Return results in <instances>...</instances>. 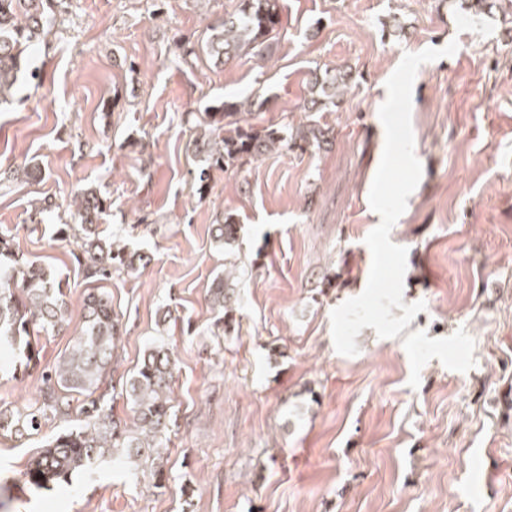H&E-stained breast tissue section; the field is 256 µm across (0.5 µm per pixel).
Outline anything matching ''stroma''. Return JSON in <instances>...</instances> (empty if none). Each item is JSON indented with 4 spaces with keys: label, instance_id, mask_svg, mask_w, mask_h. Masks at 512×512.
<instances>
[{
    "label": "stroma",
    "instance_id": "obj_1",
    "mask_svg": "<svg viewBox=\"0 0 512 512\" xmlns=\"http://www.w3.org/2000/svg\"><path fill=\"white\" fill-rule=\"evenodd\" d=\"M238 0H63L40 74L0 108V236L70 285L67 330L41 337L54 364L83 321L87 289L120 320L110 378L122 387L164 338L177 358V421L165 488L104 461L30 486L37 448L63 430L0 437V512H512V34L501 9L467 0H281L265 61L183 58ZM423 64L412 100L422 178L391 230L408 250L397 336L373 328L336 352L331 312L366 287L377 225L369 191L385 143L378 110L403 55ZM351 73L334 107H304L312 77ZM265 98L262 127L318 120L335 139L207 168L198 115ZM41 180L17 179L29 161ZM207 180H200V173ZM94 186L100 228L143 256L136 273L84 278L60 242L67 200ZM54 208L39 212L40 202ZM233 212L228 249L213 226ZM236 263L237 308L217 324L215 276ZM170 311L159 325L162 311Z\"/></svg>",
    "mask_w": 512,
    "mask_h": 512
}]
</instances>
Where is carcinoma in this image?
I'll list each match as a JSON object with an SVG mask.
<instances>
[{
	"label": "carcinoma",
	"mask_w": 512,
	"mask_h": 512,
	"mask_svg": "<svg viewBox=\"0 0 512 512\" xmlns=\"http://www.w3.org/2000/svg\"><path fill=\"white\" fill-rule=\"evenodd\" d=\"M61 0H0V106L13 99L17 83L39 79L31 67L33 48L47 39L49 25ZM279 0H240L236 12L211 29L201 45L206 56L220 62L250 55L261 57L269 42L279 35ZM343 70L325 82L304 110L320 112L350 84ZM242 104L225 100L204 115L211 126L207 139L209 167L229 170L242 167L282 149L302 153L329 144L330 131L314 122L285 132L273 126L255 128L241 124L237 115ZM70 206L74 223L56 230L62 242L80 241L83 273L87 279L108 280L114 272H133L141 254L129 249L118 236H104L99 220L110 203L93 187L79 189ZM237 219L226 212L217 220L215 239L229 247L237 240ZM0 350L16 354L14 370L22 374L38 371L41 385L36 396L10 408H0V436L23 438L38 433L49 420L67 421L73 402H79L81 423L54 436L40 448L25 472L26 481L40 487L67 482L76 474L90 473L98 462L112 457L149 474L154 487H165L167 475L158 463L165 448L166 434L176 421L173 378L176 359L164 339L156 340L125 383L131 405V424L114 418L109 405L107 378L117 356L119 321L112 313V299L103 290H91L84 297V320L55 364L40 367L41 334L60 331L68 322L69 284L37 261L25 260L13 252L10 240L0 237ZM210 301L223 320L233 311L228 305L224 274H218L210 288Z\"/></svg>",
	"instance_id": "1"
}]
</instances>
